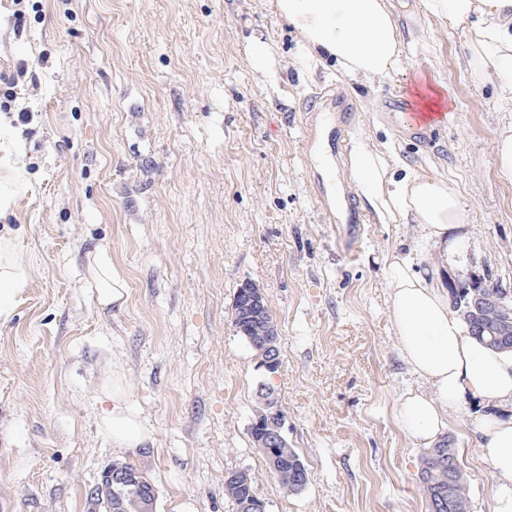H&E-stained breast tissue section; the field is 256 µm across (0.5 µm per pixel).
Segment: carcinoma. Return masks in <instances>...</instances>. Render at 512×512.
Returning a JSON list of instances; mask_svg holds the SVG:
<instances>
[{
	"mask_svg": "<svg viewBox=\"0 0 512 512\" xmlns=\"http://www.w3.org/2000/svg\"><path fill=\"white\" fill-rule=\"evenodd\" d=\"M271 318L270 309L263 305H234L235 328L258 354L267 346L265 327ZM484 319L497 324L499 341L491 343L487 336L479 337V341L495 350L512 345V317L501 320L494 311L489 310ZM278 448L280 471L276 480L285 492L299 493L308 483V471L295 449L286 443L278 445ZM454 460H458V457L446 437L424 454L419 482L428 512H472L471 497L461 466H456L454 483L448 484V463ZM257 484V475L249 471L243 476L233 472L224 482V492L239 507L246 499L256 495ZM107 498L112 502V512H147V493H141L132 486L114 485L108 489Z\"/></svg>",
	"mask_w": 512,
	"mask_h": 512,
	"instance_id": "carcinoma-1",
	"label": "carcinoma"
}]
</instances>
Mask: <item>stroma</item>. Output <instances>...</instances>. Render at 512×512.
Listing matches in <instances>:
<instances>
[{
  "label": "stroma",
  "instance_id": "obj_1",
  "mask_svg": "<svg viewBox=\"0 0 512 512\" xmlns=\"http://www.w3.org/2000/svg\"><path fill=\"white\" fill-rule=\"evenodd\" d=\"M391 3L401 69L370 87L329 61L305 69L273 0H0V235L27 279L0 317V512H91L115 462L144 473L155 512H236L224 481L240 470L258 475L266 512H427L423 451L395 417L416 379L384 279L415 227L371 217L350 246L324 222L302 105L337 89L354 102L348 145L388 142L409 168L454 180L472 221L448 283L480 276L511 301L512 184L496 175L494 141L512 111H495V87L461 68L462 28L421 0ZM258 42L269 48L260 66ZM437 83L448 118L419 145L385 100ZM101 247L128 288L106 309L83 285ZM246 283L278 326L274 377L233 323ZM113 371L152 444L119 450L101 434ZM264 382L308 470L294 495L250 436ZM447 436L472 512H490L475 435L454 419Z\"/></svg>",
  "mask_w": 512,
  "mask_h": 512
}]
</instances>
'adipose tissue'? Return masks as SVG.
Returning a JSON list of instances; mask_svg holds the SVG:
<instances>
[{
  "label": "adipose tissue",
  "mask_w": 512,
  "mask_h": 512,
  "mask_svg": "<svg viewBox=\"0 0 512 512\" xmlns=\"http://www.w3.org/2000/svg\"><path fill=\"white\" fill-rule=\"evenodd\" d=\"M427 12L445 26L465 27L463 65L479 84L497 82V108H512V0H424ZM313 53L333 58L354 82H380L401 67L402 45L388 0H275ZM350 175L368 207L383 224H412L417 236L408 251L391 250L386 263L390 317L397 349L418 387L404 390L397 418L413 444L432 447L451 419L462 416L469 398L481 413L466 417L482 433L478 452L495 480V512H512V353L488 349L469 335L452 310L442 284L444 260L423 267L431 248L451 249L457 232L471 222L460 187L450 179L403 169L390 148L356 144ZM22 263L9 237L0 236V315L25 288ZM85 286L101 307L123 304L126 279L107 249L89 259ZM100 418L103 435L116 448H134L151 431L113 379Z\"/></svg>",
  "instance_id": "ef3b65f1"
}]
</instances>
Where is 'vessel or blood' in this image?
<instances>
[{"label":"vessel or blood","instance_id":"b4317fda","mask_svg":"<svg viewBox=\"0 0 512 512\" xmlns=\"http://www.w3.org/2000/svg\"><path fill=\"white\" fill-rule=\"evenodd\" d=\"M389 107L397 122L416 138H424L428 129L439 122L437 112H423L403 94H395ZM306 111L312 112L315 124L306 142L307 152L317 153L324 159L339 158L346 140L351 102L334 91H321L310 95L305 103ZM317 197L329 223L342 227L348 236H355L364 217L356 207L350 192L336 182L319 178L316 182Z\"/></svg>","mask_w":512,"mask_h":512}]
</instances>
